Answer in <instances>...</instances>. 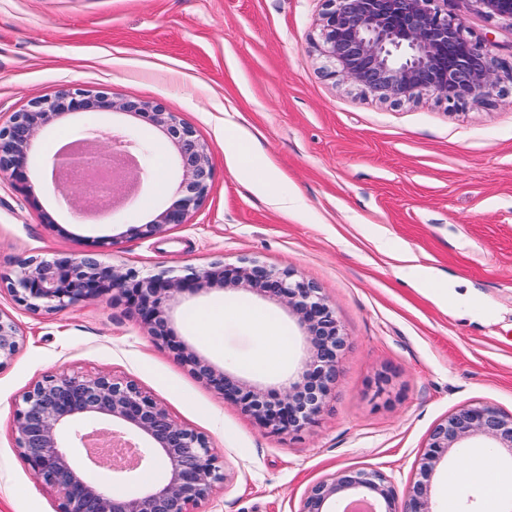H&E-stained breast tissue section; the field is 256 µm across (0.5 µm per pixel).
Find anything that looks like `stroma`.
I'll use <instances>...</instances> for the list:
<instances>
[{"label": "stroma", "instance_id": "35a3bbf8", "mask_svg": "<svg viewBox=\"0 0 512 512\" xmlns=\"http://www.w3.org/2000/svg\"><path fill=\"white\" fill-rule=\"evenodd\" d=\"M323 9V0H0L1 121L63 90L155 101L194 128L214 170L188 223L150 239L130 229L171 202L154 181L110 214L80 216L51 175L27 192L0 178V275L91 240L143 274L256 260L320 288L344 337L315 423L276 435L156 344L120 299L33 314L0 292V313L23 333L0 367V512H58L56 492L19 455L13 414L32 384L62 371L134 380L210 438L225 479L195 512H299L312 485L347 468L382 473L402 496L419 478L429 434L453 411L490 404L512 414V84L457 110L429 96L400 105L362 96L323 72ZM448 12L512 58V27L471 0H449ZM100 127L136 131L154 145L155 164L173 159L155 128L98 112L60 119L38 142V161L49 165L59 137ZM230 136L250 146L256 167H270L272 192L239 173ZM273 192L294 207H275ZM403 254L426 277H405ZM218 305L277 320L290 350L283 367L295 370L306 345L294 318L247 291L186 296L172 309L178 339L242 379L276 381L250 366L258 338L235 320L216 325L220 348L200 342L195 320ZM484 444L473 438L468 456L438 465L437 512H491L454 478L483 459Z\"/></svg>", "mask_w": 512, "mask_h": 512}]
</instances>
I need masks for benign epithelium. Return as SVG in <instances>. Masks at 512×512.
<instances>
[{
	"label": "benign epithelium",
	"instance_id": "1",
	"mask_svg": "<svg viewBox=\"0 0 512 512\" xmlns=\"http://www.w3.org/2000/svg\"><path fill=\"white\" fill-rule=\"evenodd\" d=\"M321 14L325 73L353 85L364 96L401 104L429 95L450 109L489 102L500 84L512 81V64L494 56L485 39L472 38L448 14V0H324ZM477 11L512 27V0H471ZM113 112L131 115L162 132L173 147L178 186L171 203L146 224L131 228L139 238L157 236L188 222L206 198L214 178L208 146L195 130L159 102L132 101L103 91L64 90L32 102L0 124V174L28 190L31 172L39 167L34 149L40 135L66 115ZM82 142L104 156L118 148L137 150L124 132L93 129ZM88 162L73 153L54 157L52 175ZM73 211H85L84 190L56 183ZM214 285L244 289L281 301L308 344L288 384L278 388L236 380L173 339L170 313L184 294ZM13 300L38 312L63 310L82 302L118 295L135 312L149 335L162 341L189 365L217 395L232 400L275 434L298 433L314 422L336 376V349L343 341L334 310L312 283L297 280L254 260L226 267L214 263L185 276L167 271L143 275L104 259L97 250L82 255L30 257L14 275L0 280ZM20 328L0 314V366L18 351ZM16 447L36 481L59 496L58 512H192L224 482V470L210 439L174 421L166 409L134 381L109 374L46 375L22 396L13 416ZM97 434L131 435L147 443V455L136 466L119 455L107 468L129 480L145 465L159 461L161 478L143 491L116 490L99 484L75 461ZM484 437L491 447L512 457V415L497 407L470 405L448 415L431 432L418 479L404 502L382 473L345 469L315 484L299 512H330L331 504L367 493L384 504L382 512H434L429 483L437 465L469 440Z\"/></svg>",
	"mask_w": 512,
	"mask_h": 512
}]
</instances>
